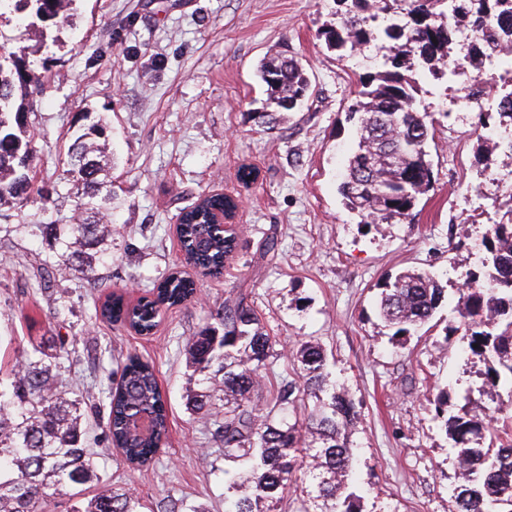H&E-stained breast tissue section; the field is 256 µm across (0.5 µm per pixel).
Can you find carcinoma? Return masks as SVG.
<instances>
[{
    "mask_svg": "<svg viewBox=\"0 0 512 512\" xmlns=\"http://www.w3.org/2000/svg\"><path fill=\"white\" fill-rule=\"evenodd\" d=\"M74 0H0V20L11 16L24 29L57 27L68 21ZM336 23L320 36L327 48L351 56L360 48L380 52L375 72L359 81L347 109L355 143L345 157L339 192L362 224H412L416 208L433 188L431 113L420 108V82L441 80L460 59L457 33L474 40L467 58H490L502 43H512V0H334ZM0 45V205L43 197L48 190L33 165L34 135L27 115L30 72L22 54ZM266 87L260 124H276V114L293 112L307 99L308 76L288 55L266 59L260 69ZM499 125L512 126V89L498 103ZM103 120L91 123L67 148L59 180L68 185L75 217L70 224H47L67 260L84 276L94 272L89 257L73 245L95 246L112 237L114 162L96 143L107 137ZM234 206L220 194H205L181 209L179 232L188 259L213 275L224 272L238 237L211 223V216ZM507 220L492 224L480 243L478 272L467 274L458 290V325L471 355L485 364L482 386L504 388L512 396V208ZM375 299L379 317L393 336H410L431 323L445 288L426 269L387 278ZM152 298L133 306L109 295L99 317L112 325L136 326L149 335L164 306L193 299L196 284L174 272L153 283ZM219 325L202 327L186 342L190 367L206 376L224 374V418L210 430L224 446V457H245L250 466L231 482L224 512H274L288 500V512H363L364 490L353 479V431L360 414L348 396L336 390L325 349L315 340L300 344L298 378H282L263 416L253 396L263 377L274 373L270 358L275 337L255 308L239 297L216 313ZM0 512H48L50 498L95 477L93 453L81 444V405L54 385L51 365L35 348L0 371ZM106 438L126 463L150 465L169 431V409L154 366L131 355L120 382L108 391ZM304 408V420L297 419ZM437 415L466 483L452 495V512H512V433L475 413L470 394L456 403L442 392ZM73 512H136L125 493L102 486Z\"/></svg>",
    "mask_w": 512,
    "mask_h": 512,
    "instance_id": "1",
    "label": "carcinoma"
}]
</instances>
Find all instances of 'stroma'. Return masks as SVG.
I'll return each instance as SVG.
<instances>
[{"label": "stroma", "mask_w": 512, "mask_h": 512, "mask_svg": "<svg viewBox=\"0 0 512 512\" xmlns=\"http://www.w3.org/2000/svg\"><path fill=\"white\" fill-rule=\"evenodd\" d=\"M334 0H79L61 45L27 43V66L44 86L28 122L36 133L40 177L49 198L0 206V360L42 345L58 388L88 396L84 427L97 475L125 491L140 512L165 496L186 509L224 512L225 459L210 426L188 410L186 341L225 300L247 295L276 336V374H292L301 342L324 345L337 384L361 413L353 436L359 480L381 489L364 512H449L462 475L435 413V398L470 395L476 411L485 366L467 356L459 335H446L457 290L479 270L473 245L501 221L512 178L492 179L478 160V112L450 100L464 96L470 74L423 83L431 113L434 184L411 224L358 223L338 192L342 156L353 142L347 107L360 76L374 69L375 47L338 57L319 31ZM297 57L314 88L300 111L275 129L251 115L265 96L256 71L265 56ZM107 118L106 154L117 165L112 194V259L94 278L59 256L44 224H68L73 204L57 193L59 152L85 120ZM256 181L242 185L241 166ZM236 197L239 249L222 278L197 277L196 301L165 310L150 336L96 315L105 294L145 295L178 262L173 229L180 208L203 192ZM274 254H264L267 242ZM408 268L434 272L447 288L437 325L403 342L378 320V283ZM153 360L170 406L168 441L153 467L125 465L104 438L105 397L127 355Z\"/></svg>", "instance_id": "obj_1"}]
</instances>
